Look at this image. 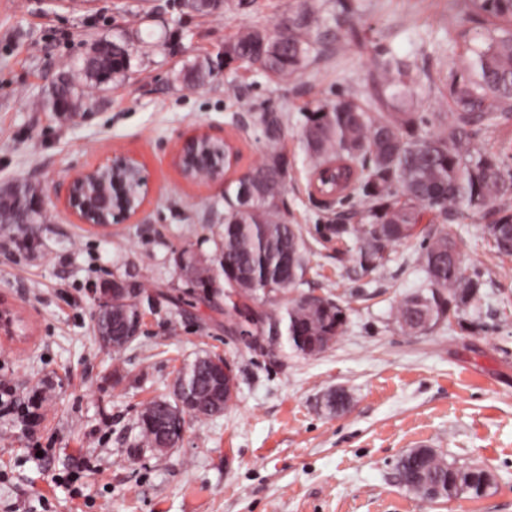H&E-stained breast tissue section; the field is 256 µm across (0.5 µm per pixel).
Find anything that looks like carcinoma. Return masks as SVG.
<instances>
[{"label": "carcinoma", "instance_id": "1", "mask_svg": "<svg viewBox=\"0 0 512 512\" xmlns=\"http://www.w3.org/2000/svg\"><path fill=\"white\" fill-rule=\"evenodd\" d=\"M470 11L491 19L487 46L471 68L448 80L451 107L447 129L422 133L419 117L406 110L416 77L411 65L388 53L382 54L377 70L369 77L377 111L369 112L354 95L342 96L332 104L318 106L309 114L304 145L320 171L319 182L329 192L344 185L363 202L358 224H330L331 237L348 246L347 252L360 267L375 269L384 264L382 244L412 239L434 214L442 222L454 220L465 210L482 208L494 216L488 225L495 252L512 256V174L504 173L496 153L473 150L471 141L478 128L490 129L512 119V0H465ZM172 7L208 16L216 13L211 0H173ZM354 0H336V11L325 20L310 0L288 17L287 41L280 31L260 27L247 29L224 44V64L240 62L270 75L288 78L301 73L311 61L323 57L333 42L361 44L363 29L354 24ZM131 46L126 40L96 43L82 62L85 78L96 87L105 86L126 74ZM216 62L194 60L184 74L192 85L214 81ZM48 104L54 112H76L82 97L69 77L63 75L51 87ZM259 122L266 136H281L280 117L262 112ZM287 159L276 153L248 169L224 186V250L235 257L234 270L255 278L254 289L244 298L261 293L276 307L259 310L266 329L286 326L293 350L305 354L324 337L336 338L345 322L343 309L329 299L319 305L303 306L278 295L301 284L307 273V242L302 229L288 223L282 193ZM37 197L29 185L0 190V224H40L43 213L20 212L19 202ZM462 252L460 243L446 233L434 235L418 257L426 284L399 304L395 322L412 335H426L477 308L483 299V283L464 275L451 261ZM196 287H206L214 278L204 264L192 268ZM215 363L205 352L184 364L177 377L186 376L197 388V418L224 414L231 403H215L207 387ZM345 393L328 391L322 405L330 415L340 413ZM166 412L165 400L146 403L138 414V447L162 448L167 435L156 420ZM398 467L416 469L421 479L411 487L419 497L436 483L446 500L459 491L479 497L492 480L486 469L449 462L431 448L411 450L401 456Z\"/></svg>", "mask_w": 512, "mask_h": 512}]
</instances>
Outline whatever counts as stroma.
<instances>
[{
	"mask_svg": "<svg viewBox=\"0 0 512 512\" xmlns=\"http://www.w3.org/2000/svg\"><path fill=\"white\" fill-rule=\"evenodd\" d=\"M169 0H0V188L35 185L41 224H0V305L26 324L0 337V380L17 388L0 402V512H512V257H499L481 211L444 224L462 241L463 271L485 293L479 314L425 335L394 321L425 273L416 239L390 245L362 269L341 254L326 225L360 221L352 199L325 208L312 195L304 150L307 114L348 93L369 94L380 54L413 64L421 130L447 124L448 76L485 45L484 15L462 0H358L362 45H346L282 79L240 63L221 81L185 85L192 61L216 57L238 32L274 31L298 0H256L202 17ZM131 39L126 77L100 89L81 64L96 41ZM69 74L91 108L59 114L45 105ZM237 98H228L225 84ZM262 112L283 117L269 141ZM236 140L239 171L271 154L288 159V221L309 247L304 282L289 297L316 294L345 311L343 333L309 357L287 340L247 345L224 333L178 267L188 251L214 259L224 236V188L182 179L173 156L183 136ZM113 150L135 154L150 178L137 219L93 229L60 203L73 169ZM146 290L156 304L141 334L120 352L93 333V284ZM202 351L228 359L238 390L224 414L187 418L164 454L138 447L143 403L171 397L178 369ZM341 388L348 410L329 416L322 395ZM486 465L491 485L433 503L408 491L396 462L413 448Z\"/></svg>",
	"mask_w": 512,
	"mask_h": 512,
	"instance_id": "1",
	"label": "stroma"
}]
</instances>
